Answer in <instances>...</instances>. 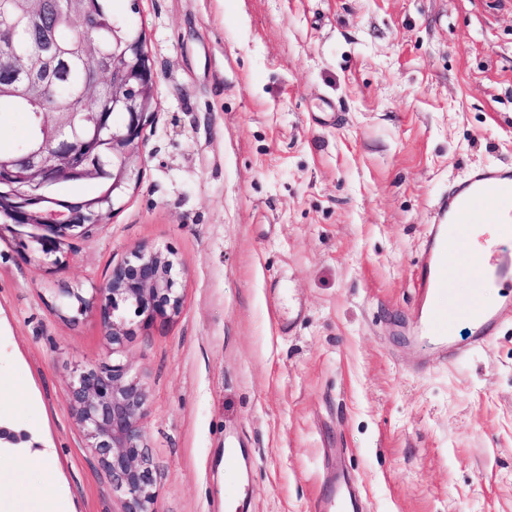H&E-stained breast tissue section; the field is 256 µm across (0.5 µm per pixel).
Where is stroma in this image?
Wrapping results in <instances>:
<instances>
[{"instance_id":"obj_1","label":"stroma","mask_w":512,"mask_h":512,"mask_svg":"<svg viewBox=\"0 0 512 512\" xmlns=\"http://www.w3.org/2000/svg\"><path fill=\"white\" fill-rule=\"evenodd\" d=\"M157 76L136 184L61 262L0 225V417L55 448L77 512H121L69 404L119 357L150 393L154 512H512V325L432 363L413 280L452 182L512 169V0H109ZM172 251L183 303L113 354L58 292ZM234 446L235 462L224 459ZM45 476L0 469V512ZM320 512H363L347 484L337 482L320 500Z\"/></svg>"}]
</instances>
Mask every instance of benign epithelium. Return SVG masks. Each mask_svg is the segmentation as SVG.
I'll use <instances>...</instances> for the list:
<instances>
[{
    "mask_svg": "<svg viewBox=\"0 0 512 512\" xmlns=\"http://www.w3.org/2000/svg\"><path fill=\"white\" fill-rule=\"evenodd\" d=\"M82 0H68L67 24L82 48L84 88L105 85L112 93V111L87 112L84 129L96 142L108 141L112 164L91 152L73 128V113H42V130L49 146L29 143L0 162V211L9 210L13 223L34 224L45 234L38 238V251L55 254L70 238L97 225L96 210L119 200L138 174L142 160V133L152 113L141 111L147 96L155 95L153 68L143 69L137 53L112 56L102 62L93 50L96 19L82 12ZM70 66L56 25L44 27L36 36V50L17 62L0 60V94L10 93L53 101L52 73ZM112 179V194L106 193L69 211L44 204L46 189L63 180ZM180 263L171 252L141 249L112 268L108 280L90 299L69 288L65 299H75L79 311H94L116 351L134 334L127 313L140 324L168 319L179 313L183 296L179 284ZM70 407L90 448L109 476L112 491L122 498V512H153L155 498L151 461L142 428L150 394L146 384L130 374L120 362L86 367L73 373L68 384Z\"/></svg>",
    "mask_w": 512,
    "mask_h": 512,
    "instance_id": "7a95c632",
    "label": "benign epithelium"
}]
</instances>
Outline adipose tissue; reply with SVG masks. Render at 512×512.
Segmentation results:
<instances>
[{"label":"adipose tissue","instance_id":"ef3b65f1","mask_svg":"<svg viewBox=\"0 0 512 512\" xmlns=\"http://www.w3.org/2000/svg\"><path fill=\"white\" fill-rule=\"evenodd\" d=\"M54 456V449L42 446L38 435H31L25 443H17L12 425L0 421V465L23 473L32 470L47 472L52 488L43 496L40 512H76L66 480L51 469Z\"/></svg>","mask_w":512,"mask_h":512}]
</instances>
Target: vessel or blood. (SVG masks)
Returning a JSON list of instances; mask_svg holds the SVG:
<instances>
[{
  "instance_id": "vessel-or-blood-1",
  "label": "vessel or blood",
  "mask_w": 512,
  "mask_h": 512,
  "mask_svg": "<svg viewBox=\"0 0 512 512\" xmlns=\"http://www.w3.org/2000/svg\"><path fill=\"white\" fill-rule=\"evenodd\" d=\"M485 224L490 234L461 235L462 227ZM479 257L475 286L459 293L449 277L463 257ZM512 169H485L451 187L439 200L436 222L416 273L417 299L413 316L418 336L436 350L440 363L455 364L472 350L485 346L503 322L512 321ZM502 289L500 302L480 305L481 292ZM468 321L470 336L460 342L454 335V321ZM320 512H361L348 485L337 484L320 500Z\"/></svg>"
}]
</instances>
